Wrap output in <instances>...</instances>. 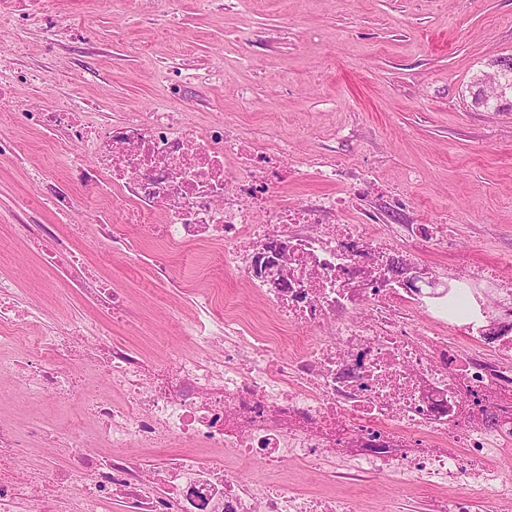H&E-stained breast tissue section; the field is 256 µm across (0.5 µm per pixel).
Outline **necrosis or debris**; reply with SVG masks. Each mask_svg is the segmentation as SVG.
<instances>
[{
    "instance_id": "4bbe7bcc",
    "label": "necrosis or debris",
    "mask_w": 512,
    "mask_h": 512,
    "mask_svg": "<svg viewBox=\"0 0 512 512\" xmlns=\"http://www.w3.org/2000/svg\"><path fill=\"white\" fill-rule=\"evenodd\" d=\"M25 119L80 138L96 165L76 156L72 167L127 199L124 223L98 225V243L120 250L131 226L171 252L216 242L293 335L285 344L245 333L243 314L203 275L193 286L197 303L204 311L222 306L223 321L185 325L196 353L150 363L109 339L127 315L124 291L86 269L57 225H27L30 240L50 243L72 287L102 303L107 317L73 321L60 336L39 334L31 358L0 370L35 401L81 403L80 415L50 434L0 419V512L26 504L48 512H353L348 496L290 486L283 473L292 464L347 484L406 472L430 486L468 487L439 498L433 512H512V483L487 464L495 449L512 446V411L499 402L512 395V328L490 336L466 323L467 349L453 336L419 340L410 318L419 291L400 280L393 249L371 265L367 234L336 224L349 201L325 195L268 207L266 185L287 168L286 149H256L221 123L197 130L170 105L129 112L101 130L67 110ZM230 155L240 171L227 170ZM293 224L299 232H290ZM244 234L251 244L243 250ZM273 242L285 246L295 271L284 288L269 287L273 272L259 261ZM365 305L366 320L354 318ZM30 322L14 283L0 278V347L16 344ZM64 335L94 338L119 401L73 380ZM46 437L73 466L49 462L37 478H21V460ZM104 445L113 450L105 461L97 456ZM169 445L175 454L157 455ZM231 459L261 460L263 471L243 476L228 467Z\"/></svg>"
}]
</instances>
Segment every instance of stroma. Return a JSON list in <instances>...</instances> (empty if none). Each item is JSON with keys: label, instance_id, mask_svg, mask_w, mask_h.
Wrapping results in <instances>:
<instances>
[{"label": "stroma", "instance_id": "35a3bbf8", "mask_svg": "<svg viewBox=\"0 0 512 512\" xmlns=\"http://www.w3.org/2000/svg\"><path fill=\"white\" fill-rule=\"evenodd\" d=\"M512 56V0H40L30 17L0 15V87L29 111L79 109L96 123L150 112L180 90L188 123L217 122L259 149L288 148V170L272 179L270 204L329 194L350 201L338 220L366 223L397 249L422 288L420 326L444 317L436 292L466 287L486 301L512 282V109L475 106L476 82ZM16 152L0 155V277L19 305L49 328L101 316L92 301L52 282L53 269L15 224H85L98 187L70 175L82 142L17 120L0 130ZM346 165L351 179L315 182L310 160ZM398 186L427 222L448 225L441 243L412 236L387 210L380 187ZM70 198L65 213L31 208L44 187ZM218 245L200 242L163 256L148 243L90 254L94 269L126 289L136 333L111 339L163 360L191 353L181 327L199 311L188 279L210 272L241 311H257L242 273L221 267ZM172 273L157 277L158 262ZM258 312V311H257ZM51 404L0 386V417L51 425ZM356 512H430L438 488L397 475L353 488Z\"/></svg>", "mask_w": 512, "mask_h": 512}]
</instances>
